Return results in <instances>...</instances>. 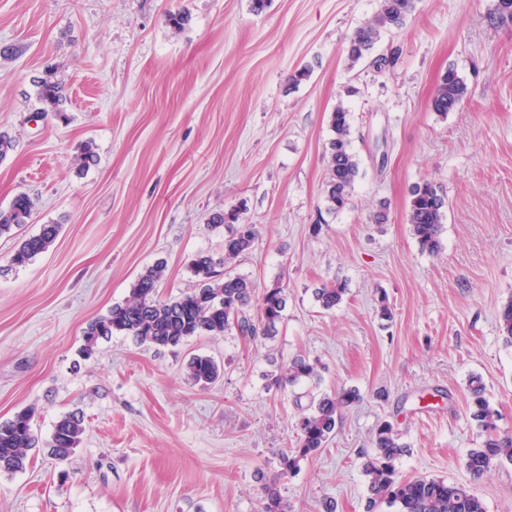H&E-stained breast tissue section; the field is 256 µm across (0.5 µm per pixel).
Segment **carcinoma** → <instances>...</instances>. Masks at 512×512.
I'll return each mask as SVG.
<instances>
[{
	"instance_id": "obj_1",
	"label": "carcinoma",
	"mask_w": 512,
	"mask_h": 512,
	"mask_svg": "<svg viewBox=\"0 0 512 512\" xmlns=\"http://www.w3.org/2000/svg\"><path fill=\"white\" fill-rule=\"evenodd\" d=\"M414 9L415 0H381L380 9L372 19L357 27L350 36L348 58L351 63L358 62L373 47L381 31L403 25ZM36 87L41 112L62 115L65 96L53 68L45 69ZM467 93L463 79L449 69L440 76L431 107L446 115L462 104ZM350 116L347 108L339 103L329 120L333 137L327 147L325 202L326 211L332 214L349 205L350 190L360 171L359 161L351 150ZM97 162L94 143L81 144L74 156L75 165L86 170ZM444 207V199L430 182L418 183L411 189L407 222L420 247L432 254L440 248ZM34 210L35 202L28 194H17L7 208H0V237L29 223ZM239 219L237 209L210 216L209 223L214 227L229 228L224 237V254L216 257L199 253L192 259L189 270L196 282L192 291L174 300H163L158 296V286L164 280L166 266L158 262L140 272L129 298L112 305L107 314L88 324L84 331V355L91 356L99 341L109 340L115 334L158 348L178 347L193 336H222L235 328L253 338L274 334L284 319L285 289L280 286L266 289L253 316L250 310L256 290L254 282L226 269L231 260L248 251L255 241L254 225L241 224ZM59 228L58 224H44L39 233L22 239L11 256V265L24 267L46 252L56 240ZM346 291L345 285L337 282L318 289L315 298L322 309L332 310L342 303ZM498 322L504 342L512 346V296L501 305ZM187 375L194 383L207 385L219 376V366L209 356H195L187 365ZM317 378L318 362L296 359L272 374L271 384L284 388ZM469 391L470 419L483 433V440L479 447L469 450L465 467L472 481L477 482L495 465H512V434L499 432L498 413L485 397L481 377H470ZM357 399L354 389L311 398L307 412L297 424L296 448L282 454L283 474L294 472L300 460L327 447L341 411ZM35 414V407H25L9 420L0 422V475H13L26 469L28 451L37 443L33 432ZM84 432L83 417L73 413L62 416L46 443L48 454L60 462L67 460L81 443ZM374 445L375 455L363 469L370 492L367 512H374L381 504L395 512H487L484 500L468 484L444 478L400 476L394 461L405 452V446L390 423L379 425ZM262 491L264 512H283L277 484L266 483Z\"/></svg>"
}]
</instances>
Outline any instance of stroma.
Wrapping results in <instances>:
<instances>
[{
	"instance_id": "1",
	"label": "stroma",
	"mask_w": 512,
	"mask_h": 512,
	"mask_svg": "<svg viewBox=\"0 0 512 512\" xmlns=\"http://www.w3.org/2000/svg\"><path fill=\"white\" fill-rule=\"evenodd\" d=\"M495 4L416 0L352 64L348 38L380 0H269L260 12L252 0H0V133L15 143L0 208L24 192L36 209L23 235L62 227L19 268L16 239L0 238V422L36 406L40 440L25 471L0 475V512H263L271 480L285 512H366L363 465L386 421L408 448L400 475L470 481L471 376L512 432V346L497 320L512 297V24L492 23ZM180 8L190 21L178 32L167 15ZM49 66L61 119L35 97ZM450 68L468 95L442 115L430 102ZM340 102L360 175L333 215L326 146ZM88 140L99 161L82 173L71 158ZM425 180L445 200L434 254L406 220ZM234 208L256 238L232 272L286 290L274 337L156 348L115 335L83 355L87 324L145 267L166 264L161 299L191 291V259L224 251L210 215ZM335 282L344 300L323 310L315 291ZM197 354L221 364L213 384L187 377ZM296 358L319 362V380L272 386ZM342 388L359 402L327 448L283 475L301 407ZM71 411L86 433L59 464L41 444ZM475 490L488 512H512V465Z\"/></svg>"
}]
</instances>
